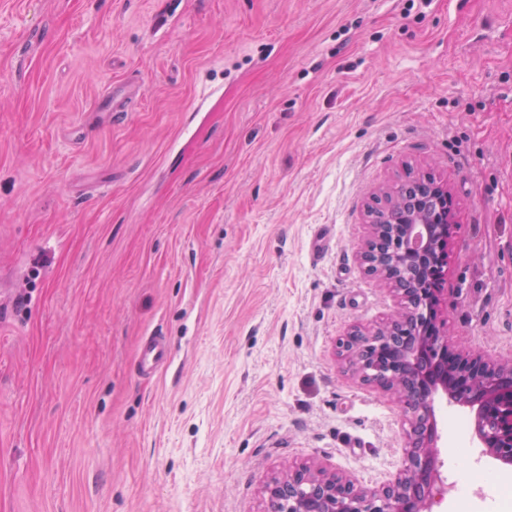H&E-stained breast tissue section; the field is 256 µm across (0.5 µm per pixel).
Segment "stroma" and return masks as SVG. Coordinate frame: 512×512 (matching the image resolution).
Listing matches in <instances>:
<instances>
[{"label":"stroma","mask_w":512,"mask_h":512,"mask_svg":"<svg viewBox=\"0 0 512 512\" xmlns=\"http://www.w3.org/2000/svg\"><path fill=\"white\" fill-rule=\"evenodd\" d=\"M409 168L453 196L449 344L512 359V0H0V512L392 479L410 425L337 342L392 314L358 253ZM434 412L444 484L512 485L468 409ZM169 361L168 345L159 336L147 338L140 348L139 366L141 373L146 377H151Z\"/></svg>","instance_id":"obj_1"}]
</instances>
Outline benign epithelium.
<instances>
[{"instance_id": "1", "label": "benign epithelium", "mask_w": 512, "mask_h": 512, "mask_svg": "<svg viewBox=\"0 0 512 512\" xmlns=\"http://www.w3.org/2000/svg\"><path fill=\"white\" fill-rule=\"evenodd\" d=\"M429 196L444 204L432 219L417 210L407 223L370 225L360 254L376 260L375 277L400 295L417 292L414 310L397 308L392 322L356 327L341 347L351 374L395 396L408 418L406 464L389 483L362 488L322 464L290 466L266 486L269 512H430L441 480L433 404L442 393L475 410L473 435L487 455L512 466V360L448 345L440 332L439 284L449 256L455 214L448 185L433 182Z\"/></svg>"}]
</instances>
